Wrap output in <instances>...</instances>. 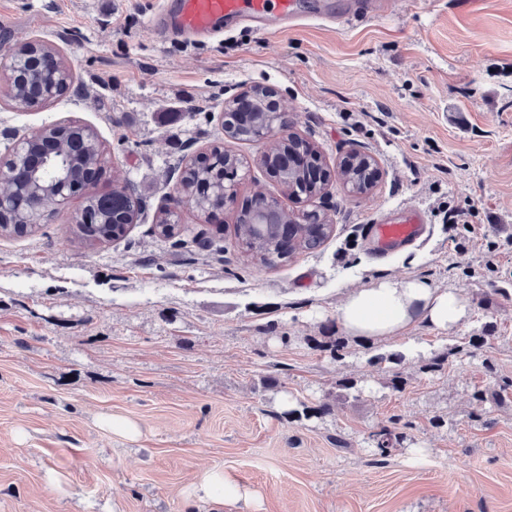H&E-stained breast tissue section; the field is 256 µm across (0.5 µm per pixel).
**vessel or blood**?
Wrapping results in <instances>:
<instances>
[{
  "mask_svg": "<svg viewBox=\"0 0 512 512\" xmlns=\"http://www.w3.org/2000/svg\"><path fill=\"white\" fill-rule=\"evenodd\" d=\"M299 11V0H168L150 17L149 26L159 35L175 30L204 37L224 20L239 19L265 32L274 25L296 27ZM426 222L424 212L414 209L395 222L368 225L367 230L381 249L392 250L420 237Z\"/></svg>",
  "mask_w": 512,
  "mask_h": 512,
  "instance_id": "obj_1",
  "label": "vessel or blood"
}]
</instances>
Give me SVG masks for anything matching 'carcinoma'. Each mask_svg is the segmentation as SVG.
Returning a JSON list of instances; mask_svg holds the SVG:
<instances>
[{"label": "carcinoma", "mask_w": 512, "mask_h": 512, "mask_svg": "<svg viewBox=\"0 0 512 512\" xmlns=\"http://www.w3.org/2000/svg\"><path fill=\"white\" fill-rule=\"evenodd\" d=\"M19 54L37 58L52 48L41 41H34L15 47ZM13 108L19 111H33L45 105L42 97L35 89L25 83L21 77H16L14 92L10 97ZM43 135L33 142L40 147L43 141L52 143L48 164L38 172H30L20 181L0 184V195L6 198H22L38 195L43 201V210L48 211L54 206L56 188L61 173L76 166L88 172H93L102 161V151L97 132L79 124H50L42 127ZM224 133L229 138L249 142L253 140L252 128L249 125L230 122L224 124ZM313 147L296 135L284 143L271 147L270 162H275L276 156L282 152H310ZM240 163L237 155L226 152L218 166L189 164L181 172L176 186V194L180 203L193 208L200 214L206 213L205 192H215L224 188L221 168H232ZM374 163L371 156L352 153L340 165V180L351 194H366L373 188L370 167ZM283 191L289 195L301 193L308 198L321 196L326 193L328 183L315 181L309 177L305 168H295L283 171L278 177ZM127 195V187L121 186L112 190L110 196L90 195L85 197V211L90 214L91 221L78 224L73 229L77 243L91 249H96L123 237L130 229L139 212V205L127 207L123 199ZM41 214H33L25 209H15L5 223H0V236L21 238L31 236L41 229L39 219ZM175 214L169 210L159 211L154 224L155 232L166 239L182 235L183 228L174 221ZM294 212L283 209L280 213V223L275 225L267 234L256 236L250 224V215L243 212L234 225V236L239 246L247 247L257 259L260 266L271 267L279 261H286L299 251L313 250L325 242L333 233L334 227L325 224L321 236L315 235V225L294 223ZM493 327L483 325L482 335L469 338L468 345H456L446 349V352L436 355L424 363V370L435 373L443 369L448 358L457 355L467 347H476L491 338ZM309 341L328 351L332 358L344 356L346 344L344 337L326 333L313 336Z\"/></svg>", "instance_id": "obj_1"}]
</instances>
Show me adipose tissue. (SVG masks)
I'll return each instance as SVG.
<instances>
[{"mask_svg":"<svg viewBox=\"0 0 512 512\" xmlns=\"http://www.w3.org/2000/svg\"><path fill=\"white\" fill-rule=\"evenodd\" d=\"M468 316L465 296L415 277L376 280L350 292L337 309V320L352 339L398 336L418 323L446 332Z\"/></svg>","mask_w":512,"mask_h":512,"instance_id":"ef3b65f1","label":"adipose tissue"}]
</instances>
